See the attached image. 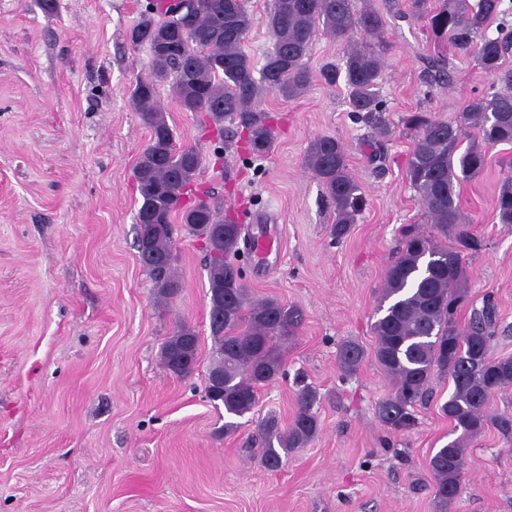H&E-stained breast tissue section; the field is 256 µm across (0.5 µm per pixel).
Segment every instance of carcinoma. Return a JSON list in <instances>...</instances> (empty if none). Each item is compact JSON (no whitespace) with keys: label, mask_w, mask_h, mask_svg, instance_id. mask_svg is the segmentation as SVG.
Segmentation results:
<instances>
[{"label":"carcinoma","mask_w":512,"mask_h":512,"mask_svg":"<svg viewBox=\"0 0 512 512\" xmlns=\"http://www.w3.org/2000/svg\"><path fill=\"white\" fill-rule=\"evenodd\" d=\"M413 15L427 21L434 56L429 68L442 78L448 60L443 48L475 51L474 62L491 82L472 96L453 125L428 112L404 117L414 133L406 177L431 217L433 232L403 229L373 325V355L392 381V392L377 406V416L391 432L415 426L416 406L429 396L434 378L452 382L453 391L441 406L453 431L430 458L435 498L441 512L459 494L467 440L488 425L512 436V413H491L496 396L512 388V356L493 353L496 310L487 300L461 327L459 313L470 301L465 257L482 251L483 239L467 228L455 195V185L478 176L487 152L499 144H512V31L492 38L490 21L501 13L502 0H410ZM175 3L158 4L151 15H141L130 34L142 37L150 52L147 77L130 92L134 110L150 131L149 143L135 168L142 203L136 214L140 264L161 298L178 294L179 279L173 262V232L180 221L188 233L205 243L208 263L209 328L213 360L206 393L222 403L226 414L242 417L252 412L259 390L284 372L280 341L296 334L304 316L300 308L275 298L254 299L236 263L240 242L246 239L238 219L223 212V204L199 198L185 206L205 157L193 147L176 145L173 129L158 98V86L169 84L179 107L201 112L218 134L230 121L251 151L263 156L274 144V134L259 108L264 92L298 97L311 82L306 58L318 32L350 43L340 68L328 69L324 78H344L348 103L357 120L377 129L381 138L392 130L382 118L379 78L387 48L386 23L370 6L355 9L353 0H274L267 19L272 49L261 66L244 51L252 26L249 0H195L191 10L177 12ZM306 164L321 183L334 219L331 235L343 239L356 223L363 195L351 176L342 142L333 136L316 138ZM495 201L501 224H512V157ZM199 336L178 322L160 349L163 365L178 376L192 374L198 364ZM365 356L354 340L341 343L342 369L356 371ZM316 390L303 387L297 411L287 431L269 417L260 422L263 438L260 461L277 470L288 453L305 447L319 432L314 406Z\"/></svg>","instance_id":"carcinoma-1"}]
</instances>
